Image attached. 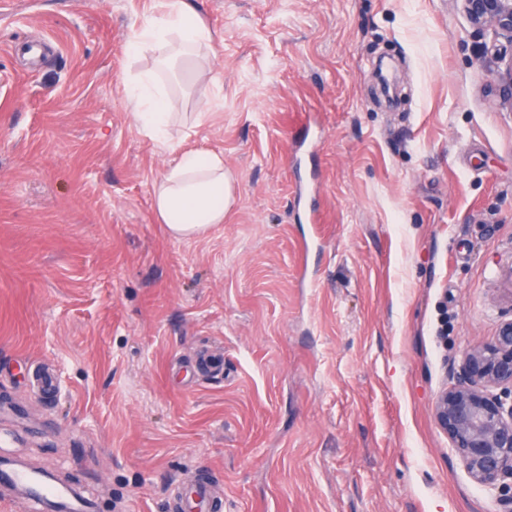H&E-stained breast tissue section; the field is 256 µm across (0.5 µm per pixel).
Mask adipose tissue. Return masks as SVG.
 Returning <instances> with one entry per match:
<instances>
[{
	"label": "adipose tissue",
	"instance_id": "adipose-tissue-1",
	"mask_svg": "<svg viewBox=\"0 0 512 512\" xmlns=\"http://www.w3.org/2000/svg\"><path fill=\"white\" fill-rule=\"evenodd\" d=\"M212 36L200 21L190 0H166L158 22L141 29L131 39L133 51L167 48L170 61L188 57L201 46H210ZM125 92L134 108L140 131L156 142L168 139L173 115L168 93L157 75L146 71L126 82ZM233 195V177L224 166L223 154L210 151L180 153L168 165L153 191V209L178 239L199 238L223 223Z\"/></svg>",
	"mask_w": 512,
	"mask_h": 512
}]
</instances>
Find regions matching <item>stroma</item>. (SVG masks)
Segmentation results:
<instances>
[{
    "label": "stroma",
    "mask_w": 512,
    "mask_h": 512,
    "mask_svg": "<svg viewBox=\"0 0 512 512\" xmlns=\"http://www.w3.org/2000/svg\"><path fill=\"white\" fill-rule=\"evenodd\" d=\"M192 4L213 47L164 83L166 145L124 92L163 0L0 19V457L97 512H171L203 466L221 512H503L432 414L512 319V110L479 35L455 0ZM187 149L235 195L176 240L151 189Z\"/></svg>",
    "instance_id": "1"
}]
</instances>
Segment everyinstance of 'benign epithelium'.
<instances>
[{
  "label": "benign epithelium",
  "instance_id": "1",
  "mask_svg": "<svg viewBox=\"0 0 512 512\" xmlns=\"http://www.w3.org/2000/svg\"><path fill=\"white\" fill-rule=\"evenodd\" d=\"M485 49L507 60L490 76L500 103L512 109V0H459ZM433 416L470 479L499 489L512 479V320L488 343L466 349L462 376L436 397Z\"/></svg>",
  "mask_w": 512,
  "mask_h": 512
}]
</instances>
